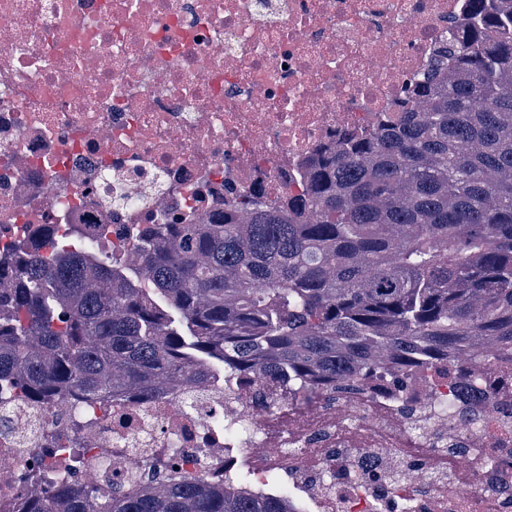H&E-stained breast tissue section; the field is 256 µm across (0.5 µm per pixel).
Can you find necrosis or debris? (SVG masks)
Wrapping results in <instances>:
<instances>
[{
  "label": "necrosis or debris",
  "instance_id": "1",
  "mask_svg": "<svg viewBox=\"0 0 512 512\" xmlns=\"http://www.w3.org/2000/svg\"><path fill=\"white\" fill-rule=\"evenodd\" d=\"M462 0H0V249L42 224H108L126 255L137 228L194 222L233 193L300 191L304 161L373 125L441 48ZM144 196L132 210L115 193ZM483 423L443 419L451 376L379 380L332 392L291 430L270 424L291 400L280 382L208 387L194 408L174 389L146 400L65 407L13 397L0 413V463L24 478L112 473L164 456L176 478L231 474L237 453L269 448L256 487L279 469L309 512H512V366ZM250 420L235 440L211 416ZM83 423L78 445L73 422ZM476 461L459 494L436 460Z\"/></svg>",
  "mask_w": 512,
  "mask_h": 512
}]
</instances>
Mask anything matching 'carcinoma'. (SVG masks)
<instances>
[{
    "label": "carcinoma",
    "mask_w": 512,
    "mask_h": 512,
    "mask_svg": "<svg viewBox=\"0 0 512 512\" xmlns=\"http://www.w3.org/2000/svg\"><path fill=\"white\" fill-rule=\"evenodd\" d=\"M70 224L0 253V394L146 398L255 375L318 399L377 377L457 373V417L512 365V0H464L433 66L370 133L305 165L281 205L238 194L196 224H149L131 265ZM485 355L476 372L465 360ZM24 491L25 512H303L267 474L174 481L164 467Z\"/></svg>",
    "instance_id": "1"
}]
</instances>
